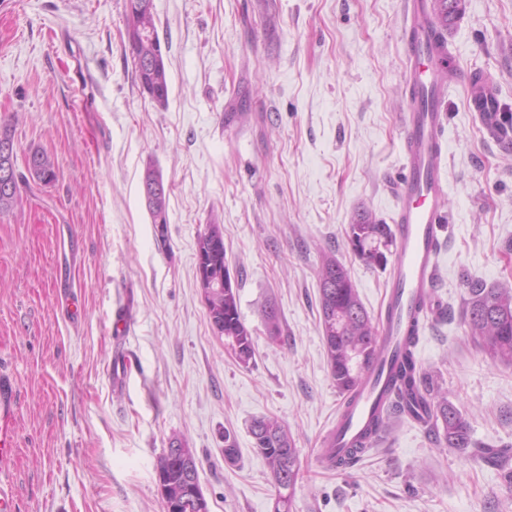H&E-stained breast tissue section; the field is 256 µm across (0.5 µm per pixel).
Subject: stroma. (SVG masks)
<instances>
[{
    "label": "stroma",
    "mask_w": 512,
    "mask_h": 512,
    "mask_svg": "<svg viewBox=\"0 0 512 512\" xmlns=\"http://www.w3.org/2000/svg\"><path fill=\"white\" fill-rule=\"evenodd\" d=\"M124 4L0 0V131L60 168L0 213V374L17 437L0 482L16 512H164L156 464L174 437L198 453L210 512H272L248 432L260 416L296 441L292 512H512L501 470L474 455L512 446V367L464 322L469 281L512 286V150L472 112L466 82L482 73L512 109V0H466L446 34L463 78L442 96L446 221L418 347L473 446L437 447L398 419L345 470L317 460L345 401L320 332L318 269L335 257L371 317L384 313L390 270L366 265L346 230L363 210L391 223L397 205L404 0H153L164 108L140 91ZM149 164L170 188L163 227L143 198ZM214 221L255 343L246 365L201 297L196 238ZM65 274L76 319L57 301Z\"/></svg>",
    "instance_id": "35a3bbf8"
}]
</instances>
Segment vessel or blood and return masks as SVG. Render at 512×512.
<instances>
[{"label": "vessel or blood", "instance_id": "1", "mask_svg": "<svg viewBox=\"0 0 512 512\" xmlns=\"http://www.w3.org/2000/svg\"><path fill=\"white\" fill-rule=\"evenodd\" d=\"M430 0H407L406 20L422 29L431 15ZM414 100L403 121L406 175L397 186L395 218L397 253L390 272L389 302L394 320L383 322L379 336L382 360H390L395 338L407 322L416 302L433 288L438 274L439 224L446 183L441 170L445 159L442 143L444 114L437 95L443 76L429 57L426 46L413 47L407 56ZM387 370L375 368L362 380L354 403L340 413L335 428L323 442L324 454H344L361 434L371 415L381 410L386 397ZM13 390L9 379H0V469L10 464L16 451L12 428Z\"/></svg>", "mask_w": 512, "mask_h": 512}]
</instances>
